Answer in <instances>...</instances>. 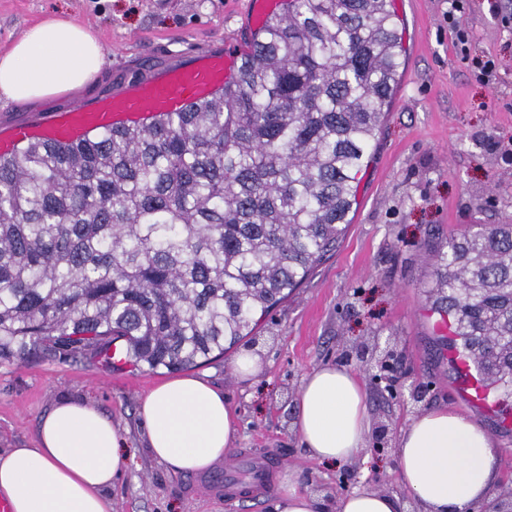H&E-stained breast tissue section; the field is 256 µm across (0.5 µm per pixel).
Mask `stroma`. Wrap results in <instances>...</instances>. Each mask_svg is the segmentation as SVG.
Listing matches in <instances>:
<instances>
[{"instance_id": "obj_1", "label": "stroma", "mask_w": 512, "mask_h": 512, "mask_svg": "<svg viewBox=\"0 0 512 512\" xmlns=\"http://www.w3.org/2000/svg\"><path fill=\"white\" fill-rule=\"evenodd\" d=\"M252 0H0V53L29 27L64 14L92 27L106 63L84 96L146 78L180 53L247 38ZM405 67L379 129L372 159L335 252L275 307L237 348L194 367L223 390L237 421L232 455L277 462L268 475L296 470L303 490L333 507L362 487L397 491L393 446L364 467L316 463L292 427L303 378L332 363L356 372L368 395L374 426L396 438L412 417L445 406L482 424L496 453L491 499L476 512H496L512 500V430L491 409L472 405L453 379L437 342L444 329L423 285L432 255L449 235L473 224L512 223V29L502 14L512 0H464L470 33L457 46L444 15L448 0H402ZM499 63L496 83L477 76L475 61ZM394 343L399 362L392 384L375 379L358 356L374 338ZM257 353L263 369L241 377L238 350ZM168 371L105 366L83 357H35L0 364V449L35 447L41 416L62 400L96 405L119 423L129 466L109 496L112 512H268V496L226 501L224 468L175 474L149 454L138 415L140 396ZM425 386L422 403L410 382Z\"/></svg>"}]
</instances>
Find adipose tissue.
Listing matches in <instances>:
<instances>
[{"instance_id":"1","label":"adipose tissue","mask_w":512,"mask_h":512,"mask_svg":"<svg viewBox=\"0 0 512 512\" xmlns=\"http://www.w3.org/2000/svg\"><path fill=\"white\" fill-rule=\"evenodd\" d=\"M104 65V46L91 27L52 15L0 54V97L41 102L74 93ZM295 407L294 429L311 460L340 465L367 456L373 423L356 374L332 364L312 369ZM138 415L151 456L176 474L224 460L237 432L223 391L194 375L148 390ZM123 443L118 424L96 406L58 402L40 418L36 447L0 450V497L11 512H112L108 492L128 463ZM394 455L417 512H472L489 500L494 443L468 417L445 407L417 414L400 430ZM401 510L399 495L372 489L352 491L336 503V512ZM270 512H321V503L289 471L280 478Z\"/></svg>"}]
</instances>
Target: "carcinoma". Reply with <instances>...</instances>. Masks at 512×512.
Instances as JSON below:
<instances>
[{
  "label": "carcinoma",
  "instance_id": "carcinoma-1",
  "mask_svg": "<svg viewBox=\"0 0 512 512\" xmlns=\"http://www.w3.org/2000/svg\"><path fill=\"white\" fill-rule=\"evenodd\" d=\"M393 0H283L208 103L0 159V363L221 356L336 248L404 68ZM443 346L512 401V224L448 238Z\"/></svg>",
  "mask_w": 512,
  "mask_h": 512
}]
</instances>
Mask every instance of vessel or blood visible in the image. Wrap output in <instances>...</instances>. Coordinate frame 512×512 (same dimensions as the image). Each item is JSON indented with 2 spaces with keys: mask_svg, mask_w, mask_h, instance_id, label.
Segmentation results:
<instances>
[{
  "mask_svg": "<svg viewBox=\"0 0 512 512\" xmlns=\"http://www.w3.org/2000/svg\"><path fill=\"white\" fill-rule=\"evenodd\" d=\"M243 63L237 43L208 47L147 78L131 81L120 91L0 126V157H12L32 143L69 148L103 131L190 111L221 92Z\"/></svg>",
  "mask_w": 512,
  "mask_h": 512,
  "instance_id": "1",
  "label": "vessel or blood"
}]
</instances>
